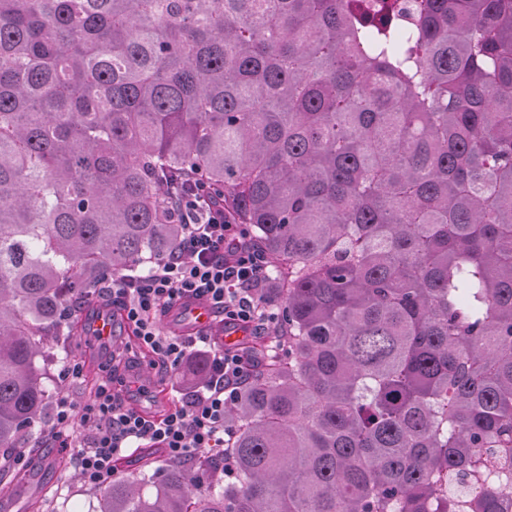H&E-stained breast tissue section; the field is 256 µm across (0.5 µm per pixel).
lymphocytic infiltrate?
<instances>
[{"mask_svg": "<svg viewBox=\"0 0 512 512\" xmlns=\"http://www.w3.org/2000/svg\"><path fill=\"white\" fill-rule=\"evenodd\" d=\"M172 212L183 226L178 244L147 274L113 276L105 293L139 347L170 368L208 353L209 377L199 391L158 417L122 406L111 383L98 385L90 403L66 393L55 399L49 444L73 448L81 480L100 488L115 478L116 460L128 449L150 445L175 462L201 461L224 446V414L251 377L238 349H210V337L165 330L159 319L180 302L196 301L222 317L225 328L269 335L277 306L267 290L271 267L247 230L224 220V209L202 182L172 193Z\"/></svg>", "mask_w": 512, "mask_h": 512, "instance_id": "obj_1", "label": "lymphocytic infiltrate"}]
</instances>
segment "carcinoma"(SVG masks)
Here are the masks:
<instances>
[{
    "label": "carcinoma",
    "mask_w": 512,
    "mask_h": 512,
    "mask_svg": "<svg viewBox=\"0 0 512 512\" xmlns=\"http://www.w3.org/2000/svg\"><path fill=\"white\" fill-rule=\"evenodd\" d=\"M196 180L271 260L276 345L203 472L140 448L97 512H506L512 0H0V495L67 306L172 249Z\"/></svg>",
    "instance_id": "carcinoma-1"
}]
</instances>
